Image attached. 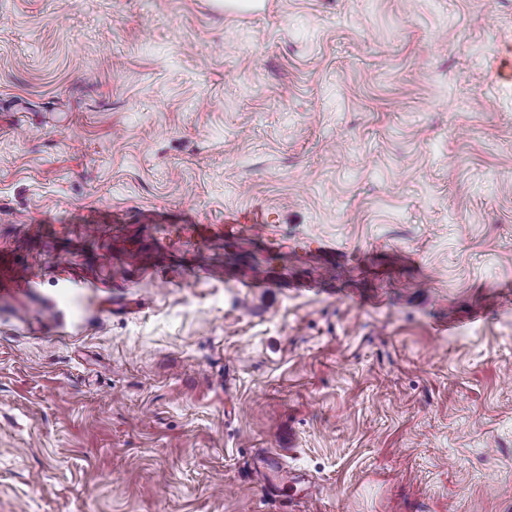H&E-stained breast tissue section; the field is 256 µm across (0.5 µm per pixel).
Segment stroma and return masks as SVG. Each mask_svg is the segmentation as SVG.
<instances>
[{
	"mask_svg": "<svg viewBox=\"0 0 512 512\" xmlns=\"http://www.w3.org/2000/svg\"><path fill=\"white\" fill-rule=\"evenodd\" d=\"M509 58L512 0H0V512H512ZM257 224L258 220L253 218L246 220V217L240 215H226L224 217V225H221L219 228L208 224H196L193 225V228L194 234L199 240L210 241L212 239L234 238L240 235L245 228H249L251 232H254Z\"/></svg>",
	"mask_w": 512,
	"mask_h": 512,
	"instance_id": "1",
	"label": "stroma"
}]
</instances>
